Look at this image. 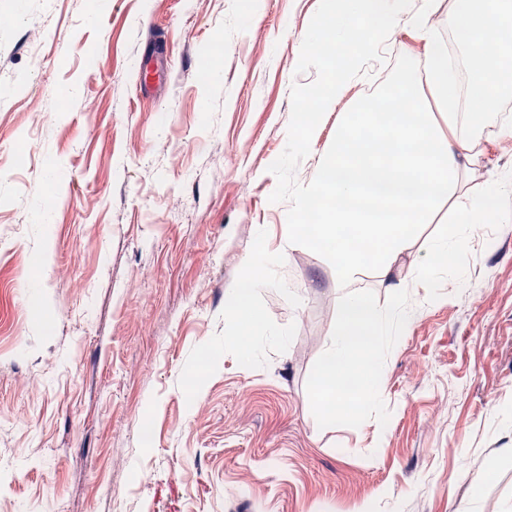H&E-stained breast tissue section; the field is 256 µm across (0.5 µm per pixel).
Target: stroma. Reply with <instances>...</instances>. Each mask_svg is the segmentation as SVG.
I'll return each instance as SVG.
<instances>
[{"instance_id": "35a3bbf8", "label": "stroma", "mask_w": 512, "mask_h": 512, "mask_svg": "<svg viewBox=\"0 0 512 512\" xmlns=\"http://www.w3.org/2000/svg\"><path fill=\"white\" fill-rule=\"evenodd\" d=\"M244 2L0 0V512H512V222L475 229L468 288L434 301L415 272L447 207L390 282L341 287L298 247L280 273L300 305L263 292L288 350L180 388L257 232L281 245L268 167L316 77L296 66L319 0ZM401 55L426 62L405 24L329 106L299 183ZM495 168L512 143L486 142L461 192ZM357 294L407 321L377 402L330 422L316 374Z\"/></svg>"}]
</instances>
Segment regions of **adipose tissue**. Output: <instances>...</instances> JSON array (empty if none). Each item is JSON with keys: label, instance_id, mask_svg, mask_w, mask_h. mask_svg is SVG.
<instances>
[{"label": "adipose tissue", "instance_id": "obj_1", "mask_svg": "<svg viewBox=\"0 0 512 512\" xmlns=\"http://www.w3.org/2000/svg\"><path fill=\"white\" fill-rule=\"evenodd\" d=\"M401 324V312H381L365 296L348 301L316 380L326 420H359L375 403L385 354Z\"/></svg>", "mask_w": 512, "mask_h": 512}]
</instances>
